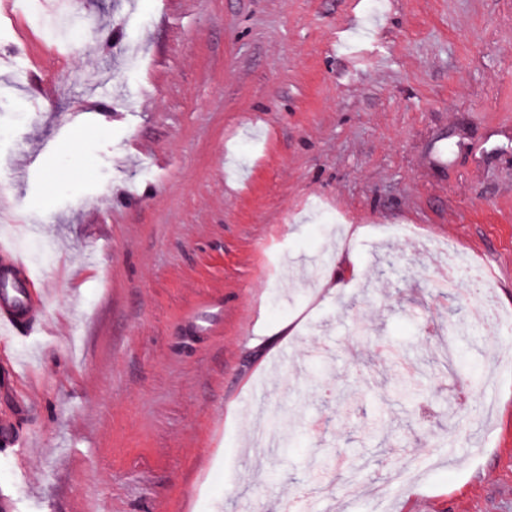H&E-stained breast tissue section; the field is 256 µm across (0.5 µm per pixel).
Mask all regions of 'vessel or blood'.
<instances>
[{
  "label": "vessel or blood",
  "mask_w": 512,
  "mask_h": 512,
  "mask_svg": "<svg viewBox=\"0 0 512 512\" xmlns=\"http://www.w3.org/2000/svg\"><path fill=\"white\" fill-rule=\"evenodd\" d=\"M38 278L30 261L13 246H0V337L28 332L42 322L45 299L36 284ZM22 373L17 359H9L0 381L15 391L20 410L32 409L27 390L18 388Z\"/></svg>",
  "instance_id": "vessel-or-blood-1"
}]
</instances>
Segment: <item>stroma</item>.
Segmentation results:
<instances>
[{
  "label": "stroma",
  "instance_id": "stroma-1",
  "mask_svg": "<svg viewBox=\"0 0 512 512\" xmlns=\"http://www.w3.org/2000/svg\"><path fill=\"white\" fill-rule=\"evenodd\" d=\"M39 2L0 18V239L46 298L10 341L38 413L0 501L512 512V334L449 343L467 304L428 247L512 311V0ZM350 253L358 279H302ZM271 414L297 445L252 455Z\"/></svg>",
  "mask_w": 512,
  "mask_h": 512
}]
</instances>
